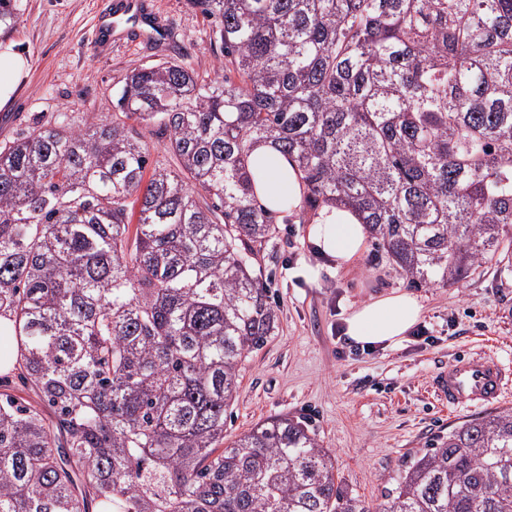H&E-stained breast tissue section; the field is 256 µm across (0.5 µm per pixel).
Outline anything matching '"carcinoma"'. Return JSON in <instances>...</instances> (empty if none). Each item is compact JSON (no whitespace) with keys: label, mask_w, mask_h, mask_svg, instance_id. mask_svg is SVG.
Instances as JSON below:
<instances>
[{"label":"carcinoma","mask_w":512,"mask_h":512,"mask_svg":"<svg viewBox=\"0 0 512 512\" xmlns=\"http://www.w3.org/2000/svg\"><path fill=\"white\" fill-rule=\"evenodd\" d=\"M189 4L224 76L143 65L112 118L0 147V359L37 397L0 392V512H512V408L416 454L378 508L305 416L224 445L277 329L258 145L304 187L279 212L354 211L410 283L512 274V0ZM16 21L0 0V33Z\"/></svg>","instance_id":"obj_1"}]
</instances>
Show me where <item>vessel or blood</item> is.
Instances as JSON below:
<instances>
[{"instance_id":"vessel-or-blood-1","label":"vessel or blood","mask_w":512,"mask_h":512,"mask_svg":"<svg viewBox=\"0 0 512 512\" xmlns=\"http://www.w3.org/2000/svg\"><path fill=\"white\" fill-rule=\"evenodd\" d=\"M114 15L123 16L127 27L119 29L117 23L99 21L98 29L109 33L119 31L121 39L146 35L154 22L148 16L141 0H117ZM508 380L496 357L486 353L469 352L454 359L448 368L432 380V386L449 406L474 408L500 402Z\"/></svg>"}]
</instances>
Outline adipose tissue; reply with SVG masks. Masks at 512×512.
Returning a JSON list of instances; mask_svg holds the SVG:
<instances>
[{
    "label": "adipose tissue",
    "mask_w": 512,
    "mask_h": 512,
    "mask_svg": "<svg viewBox=\"0 0 512 512\" xmlns=\"http://www.w3.org/2000/svg\"><path fill=\"white\" fill-rule=\"evenodd\" d=\"M265 164L254 172V191L266 208H274L279 196H288L299 204L303 188L288 162L271 144L253 151ZM308 237L322 256L334 260L337 267L361 261L366 251L367 230L351 211L323 207L308 229ZM423 312L419 299L408 292H392L373 298L355 308L345 318V334L361 345L393 346L417 324Z\"/></svg>",
    "instance_id": "adipose-tissue-1"
}]
</instances>
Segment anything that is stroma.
<instances>
[{"label":"stroma","mask_w":512,"mask_h":512,"mask_svg":"<svg viewBox=\"0 0 512 512\" xmlns=\"http://www.w3.org/2000/svg\"><path fill=\"white\" fill-rule=\"evenodd\" d=\"M112 0H17L8 36L28 59L13 99L0 107V146L39 119L79 125L114 112L112 95L135 68L176 59L202 78L220 62L214 26L188 0H146L159 38L107 42L96 17ZM263 285L278 316L267 345L248 355L224 440L280 414L310 418L343 484L374 505L416 452L474 418L452 411L433 391L436 372L468 350L492 351L512 373V276L486 268L454 287H412L375 243L348 269L320 257L299 218L278 225L261 257ZM395 290L410 291L424 315L399 345L357 349L344 334L354 307Z\"/></svg>","instance_id":"1"}]
</instances>
